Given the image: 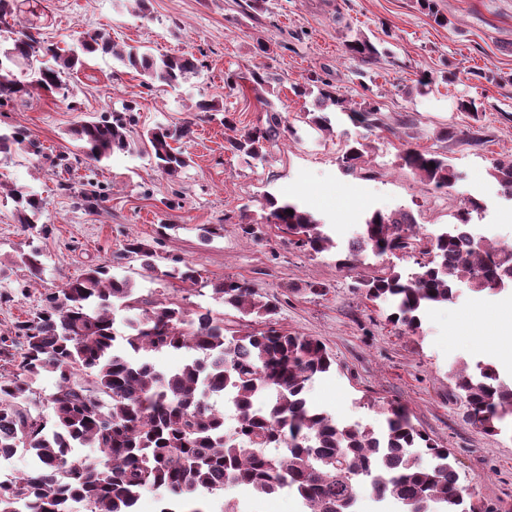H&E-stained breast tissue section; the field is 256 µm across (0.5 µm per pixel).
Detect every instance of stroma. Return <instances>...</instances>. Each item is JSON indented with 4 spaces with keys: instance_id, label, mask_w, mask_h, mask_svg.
<instances>
[{
    "instance_id": "35a3bbf8",
    "label": "stroma",
    "mask_w": 512,
    "mask_h": 512,
    "mask_svg": "<svg viewBox=\"0 0 512 512\" xmlns=\"http://www.w3.org/2000/svg\"><path fill=\"white\" fill-rule=\"evenodd\" d=\"M434 4L431 17L420 0H267L264 10L247 15L236 0H149L144 17L130 0H17L21 17L44 39L63 43L76 28H103L132 50L192 52L203 69L173 92L145 87L137 71L97 55L65 78L73 106L36 95L0 107L1 128L23 125L44 146L40 157L18 151L1 160L0 172L6 182L42 195L43 221L52 227L47 234L23 230L12 201L0 200V265L10 271L0 283V336L14 337L16 324L35 317L48 293L91 263L111 265L140 298L221 309L210 295L148 278L140 261L121 259L126 240L139 238L167 259L193 264L204 280L247 283L277 301L278 328L324 342L336 362L310 385L314 408L376 428L389 408L405 407L416 427L450 449L461 485L475 489L494 512H512V424L491 437L465 423L452 379L458 369L473 373L491 362L512 382V290L491 295L458 284L451 302L423 313L417 336L389 322L386 306L367 300L357 285L390 267L418 271L429 255H371L351 269L339 264L372 212H410L417 231L435 235L475 192L488 205L480 234L512 244V199L490 175L498 159L512 154V0ZM364 36L384 52L368 68L346 51ZM256 67L273 74L270 99L299 134L261 162L225 150L220 121L195 113L197 101L218 98L238 128L264 123L252 91L224 89L226 74ZM425 74L431 86H421ZM310 77L330 82L349 106L376 105L380 125L367 129L336 111L332 133L310 127V99L291 90ZM463 94L481 103L479 115L456 111ZM130 100L139 105L138 131L193 121L192 134L180 143L191 163L178 177L156 170L146 143L131 155L79 162L71 128ZM446 127L455 137L437 140ZM355 138L368 152L363 166L349 171L340 156L345 141ZM409 146L447 156L458 175L450 191L426 188L402 167L399 153ZM59 154L74 159L69 174L54 167ZM66 178L72 188L60 190ZM86 182L106 194L102 208L82 201ZM271 197L310 211L324 224L330 247L311 253L262 223ZM246 216L256 223L255 235L243 231ZM31 249L46 263L38 277L15 264L19 251ZM228 500L239 512H303L287 491L261 496L230 485L200 497L204 512H223Z\"/></svg>"
}]
</instances>
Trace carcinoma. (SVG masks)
<instances>
[{
    "label": "carcinoma",
    "instance_id": "cac0c4a2",
    "mask_svg": "<svg viewBox=\"0 0 512 512\" xmlns=\"http://www.w3.org/2000/svg\"><path fill=\"white\" fill-rule=\"evenodd\" d=\"M349 54L363 66L380 60L369 39H356ZM94 54L110 55L144 77V85L180 88L199 75L192 54L156 56L125 49L105 29L76 33L62 48L40 37L37 27L18 18L14 0H0V106L35 91L73 96L63 75L86 65ZM30 71L32 80L15 70ZM274 80L259 68L225 77L233 92L249 82L267 114L266 122L238 131L233 115L215 100H201L199 112L222 115L232 135L228 149L253 160L283 137H298L280 110L258 94ZM294 95H315L308 123L321 132L332 129L326 109L347 111L336 89L319 78L292 87ZM136 103L122 104L107 116L84 121L71 130L81 143L84 160L99 163L116 153L137 150L133 138ZM349 118L366 126L379 125L378 108L369 103L351 110ZM193 122L174 129L157 124L143 132L158 170L175 177L188 160L172 143L192 133ZM17 150L40 155L42 148L26 128L0 130V156ZM365 145H345L341 162L354 169L363 162ZM404 166L427 186L446 189L456 174L448 157L432 149L408 148ZM435 167H430V164ZM491 177L512 196V158L497 161ZM6 196L14 203L18 223L40 220L45 201L17 185ZM266 223L288 240L313 253L330 245V238L311 214L293 203L268 200ZM292 213H287V210ZM483 206L469 198L454 214L457 227L438 234L431 245L433 260L405 278L389 270L359 282L365 297L390 309L388 320L414 335L421 329L426 308L453 300L454 286L465 282L474 292L498 293L512 284V248L473 240L465 226ZM415 218L408 212H373L359 238L347 247L341 265L353 267L367 250L377 256L413 248ZM137 258L150 277L195 286L199 271L189 263L160 267L165 257L137 238L127 241L119 259ZM30 275L43 271L41 253L19 255ZM212 298L244 317L272 323L277 305L255 297L243 283L224 280L212 288ZM45 307L17 326L24 338L20 358L0 336V360L16 370L0 373V457L21 448L34 457L37 468L6 483L0 482V512H133L135 501L147 492L161 494L160 512H204L197 496L224 490L228 483L255 494L288 490L302 503L303 512H353L358 488L370 483L374 499L396 512H479L465 505L467 489L458 482L450 452L415 427L402 407L388 411L375 430L358 423L336 421L308 404V384L332 368L335 358L312 336L273 327L226 335L224 315L200 305L188 307L166 300L135 298L126 278L111 266L90 264L64 288L45 298ZM126 312L125 332L117 334L115 310ZM190 353L186 363L163 373L149 357L170 350ZM479 375H455V386L466 399L465 421L494 436L512 412V386L504 384L495 365L478 366ZM44 373L55 377L53 390L37 395L34 380ZM222 397L234 411L236 426L225 430L224 412L213 408L211 397ZM49 409L45 414L37 405ZM77 448H92L81 455ZM425 449L432 463L423 462Z\"/></svg>",
    "mask_w": 512,
    "mask_h": 512
}]
</instances>
